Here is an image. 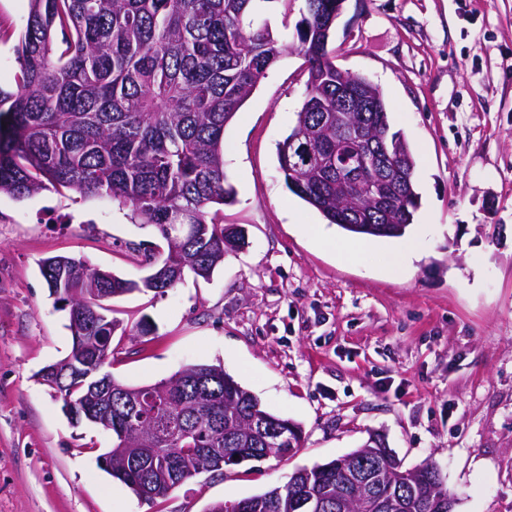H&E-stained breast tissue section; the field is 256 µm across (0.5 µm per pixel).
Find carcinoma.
Returning a JSON list of instances; mask_svg holds the SVG:
<instances>
[{"label": "carcinoma", "instance_id": "1", "mask_svg": "<svg viewBox=\"0 0 512 512\" xmlns=\"http://www.w3.org/2000/svg\"><path fill=\"white\" fill-rule=\"evenodd\" d=\"M273 0H29L15 45V88L0 89V195L17 199L53 188L105 196L131 208L167 242L161 265L209 278L245 231L224 223L236 192L224 172V128L282 48L267 22ZM296 23L307 63L306 95L278 145L288 189L329 223L358 236H404L419 194L415 160L391 131L377 86L336 66L328 50L340 0H305ZM366 160L353 179L336 178V150ZM185 224L181 235L172 225ZM40 273L68 310L78 366L105 358L117 322L104 301L176 284L153 275L126 279L55 256ZM98 425L112 432V477L164 494L209 469L288 458L300 429L268 412L221 366L196 364L138 387L100 377ZM89 381L73 377L61 397L81 410ZM161 438L143 453L140 433ZM387 484L401 460L370 437L327 464L295 471L282 488L214 504L209 512H358L336 509L349 491L348 459ZM450 493L430 464L413 468L392 512H446Z\"/></svg>", "mask_w": 512, "mask_h": 512}]
</instances>
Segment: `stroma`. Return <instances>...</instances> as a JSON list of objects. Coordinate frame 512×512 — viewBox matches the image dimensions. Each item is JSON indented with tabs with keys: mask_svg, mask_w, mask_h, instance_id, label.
<instances>
[{
	"mask_svg": "<svg viewBox=\"0 0 512 512\" xmlns=\"http://www.w3.org/2000/svg\"><path fill=\"white\" fill-rule=\"evenodd\" d=\"M304 0L263 16L285 51L224 130L236 191L224 221L246 247L210 279L109 301L124 335L104 366L153 384L192 364L222 366L270 413L298 424L291 458L202 473L153 502L98 462L102 427L75 422L39 371L72 349L41 260L72 257L124 278L166 254L152 227L106 197L0 196V512H208L288 483L381 434L406 466L435 461L454 512H512V0H345L328 43L341 69L382 92L416 161L420 205L400 238L345 261L302 230L322 214L293 194L277 147L308 78L294 49ZM29 0H0V86ZM413 243L419 259L391 268ZM148 322L149 333L136 330Z\"/></svg>",
	"mask_w": 512,
	"mask_h": 512,
	"instance_id": "35a3bbf8",
	"label": "stroma"
}]
</instances>
